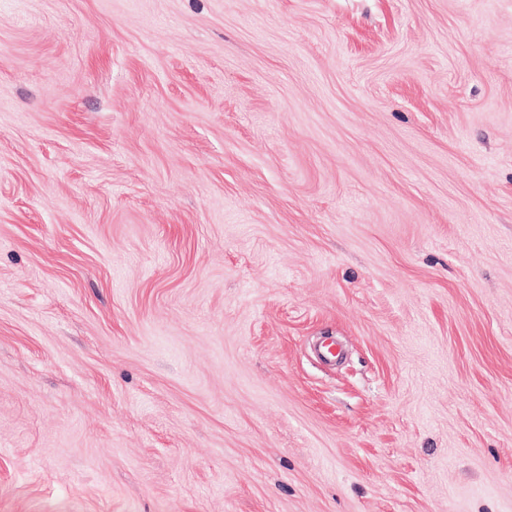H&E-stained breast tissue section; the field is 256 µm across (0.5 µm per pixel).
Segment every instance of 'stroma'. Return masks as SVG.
<instances>
[{"label":"stroma","mask_w":512,"mask_h":512,"mask_svg":"<svg viewBox=\"0 0 512 512\" xmlns=\"http://www.w3.org/2000/svg\"><path fill=\"white\" fill-rule=\"evenodd\" d=\"M0 512H512V0H0Z\"/></svg>","instance_id":"35a3bbf8"}]
</instances>
